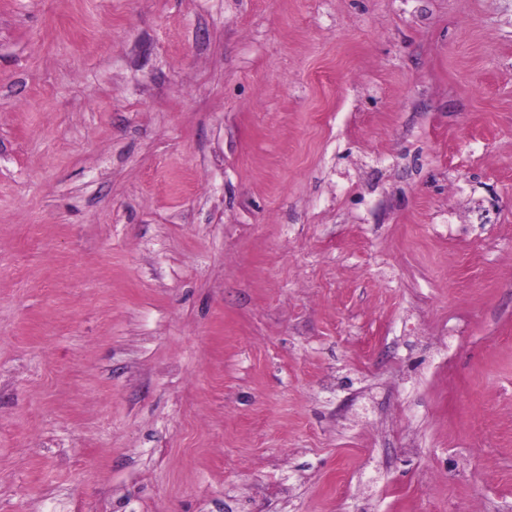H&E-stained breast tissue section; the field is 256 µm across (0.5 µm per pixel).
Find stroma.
Here are the masks:
<instances>
[{"label": "stroma", "instance_id": "stroma-1", "mask_svg": "<svg viewBox=\"0 0 512 512\" xmlns=\"http://www.w3.org/2000/svg\"><path fill=\"white\" fill-rule=\"evenodd\" d=\"M0 512H512V0H0Z\"/></svg>", "mask_w": 512, "mask_h": 512}]
</instances>
